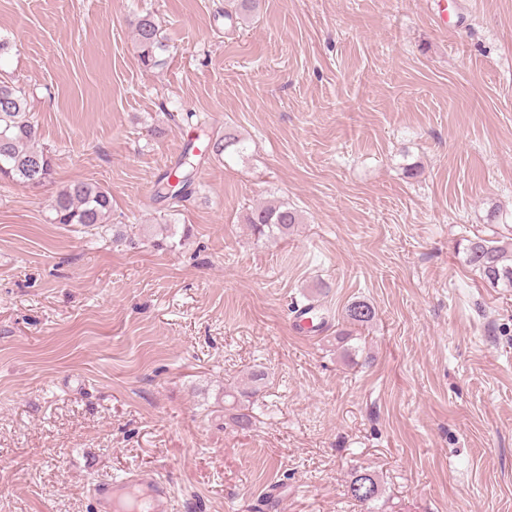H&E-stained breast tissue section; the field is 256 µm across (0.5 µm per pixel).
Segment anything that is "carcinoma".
<instances>
[{
    "label": "carcinoma",
    "instance_id": "carcinoma-1",
    "mask_svg": "<svg viewBox=\"0 0 512 512\" xmlns=\"http://www.w3.org/2000/svg\"><path fill=\"white\" fill-rule=\"evenodd\" d=\"M259 7V0H232L224 10L227 19L248 20ZM138 57L146 69L160 64V53L167 51L165 37L154 16L145 13L132 21ZM41 130L28 107L27 95L16 85L0 81V179L27 187L37 188L53 179L54 162L49 149L40 144ZM208 147L215 156L230 152L240 156L245 151L243 140L232 133L208 137ZM199 161L190 150H185L175 170L157 181L154 195L158 198L181 199L193 183ZM177 178V184L170 182ZM53 221L56 224H78L85 228H103L112 223V194L96 182L74 181L60 187L51 201ZM296 208L286 202H273L257 206L247 215L259 236H286L300 223ZM466 262L491 287L503 285L512 288V242L476 236L464 247ZM375 308L359 300L349 304L345 318L351 325L363 326L375 318ZM224 407L234 410L231 419L245 430L252 425V415L241 402L237 391L224 388ZM368 479L373 485L370 499L356 494L355 485ZM348 492L363 504H373L382 497L379 480L370 472L354 469L350 473Z\"/></svg>",
    "mask_w": 512,
    "mask_h": 512
}]
</instances>
